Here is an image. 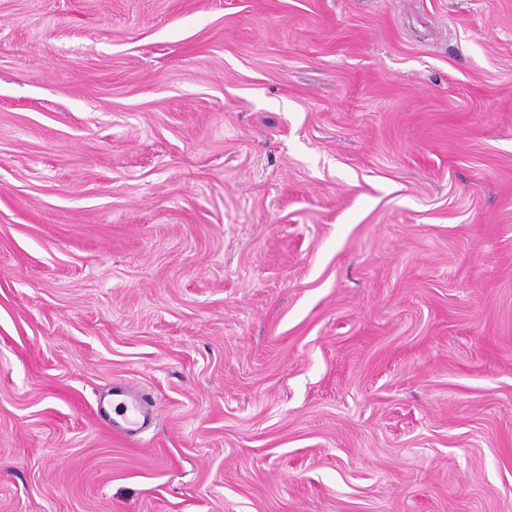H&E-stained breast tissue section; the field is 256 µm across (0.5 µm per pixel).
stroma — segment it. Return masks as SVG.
I'll return each mask as SVG.
<instances>
[{
  "instance_id": "35a3bbf8",
  "label": "stroma",
  "mask_w": 512,
  "mask_h": 512,
  "mask_svg": "<svg viewBox=\"0 0 512 512\" xmlns=\"http://www.w3.org/2000/svg\"><path fill=\"white\" fill-rule=\"evenodd\" d=\"M0 21V512H512V0ZM113 396L121 397L119 417L113 421L114 431L120 435H136L149 425L150 407L143 395L133 387H123L115 391Z\"/></svg>"
}]
</instances>
